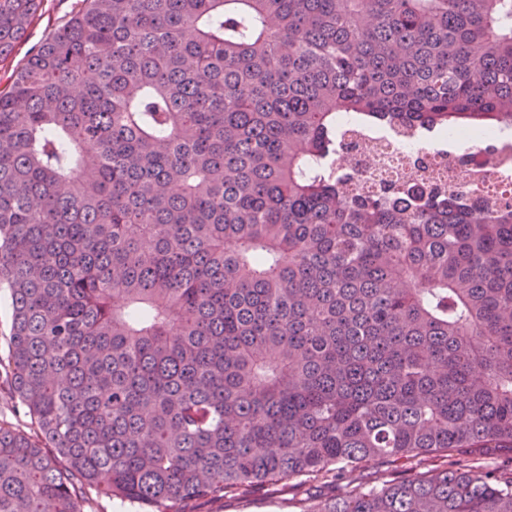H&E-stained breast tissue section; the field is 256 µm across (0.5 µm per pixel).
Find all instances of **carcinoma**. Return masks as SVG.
Here are the masks:
<instances>
[{
    "instance_id": "cac0c4a2",
    "label": "carcinoma",
    "mask_w": 512,
    "mask_h": 512,
    "mask_svg": "<svg viewBox=\"0 0 512 512\" xmlns=\"http://www.w3.org/2000/svg\"><path fill=\"white\" fill-rule=\"evenodd\" d=\"M41 0H0V60ZM0 91V512H180L445 452L305 512H512V200L348 190L349 117L512 128V0H83ZM11 326V308L9 293L6 288H0V360L7 364L9 352L8 339ZM0 383L2 388V391H0V423L29 431L31 428L30 418L25 416L24 410L18 404L17 399L12 398L9 394L5 374L1 367Z\"/></svg>"
}]
</instances>
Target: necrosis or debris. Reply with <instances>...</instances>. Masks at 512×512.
I'll return each instance as SVG.
<instances>
[{
    "mask_svg": "<svg viewBox=\"0 0 512 512\" xmlns=\"http://www.w3.org/2000/svg\"><path fill=\"white\" fill-rule=\"evenodd\" d=\"M342 131L358 144L346 163L354 170L353 191L371 192L391 179H418L424 182L454 181L458 186H479L489 200L501 195L503 186H512V139H507L498 156H490L478 145L476 133L461 130L447 137L450 145L466 147L469 164L454 166L451 156L418 141L388 136L375 128H355L342 123Z\"/></svg>",
    "mask_w": 512,
    "mask_h": 512,
    "instance_id": "4bbe7bcc",
    "label": "necrosis or debris"
}]
</instances>
